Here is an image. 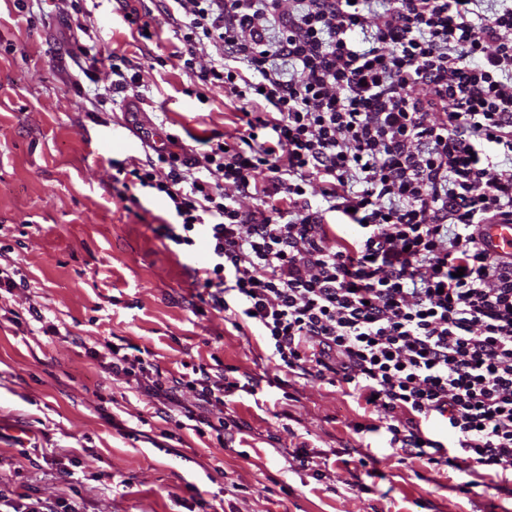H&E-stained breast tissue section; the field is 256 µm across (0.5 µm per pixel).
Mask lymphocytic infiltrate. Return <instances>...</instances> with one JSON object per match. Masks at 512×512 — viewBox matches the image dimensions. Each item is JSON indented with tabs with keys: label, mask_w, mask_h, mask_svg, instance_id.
Returning <instances> with one entry per match:
<instances>
[{
	"label": "lymphocytic infiltrate",
	"mask_w": 512,
	"mask_h": 512,
	"mask_svg": "<svg viewBox=\"0 0 512 512\" xmlns=\"http://www.w3.org/2000/svg\"><path fill=\"white\" fill-rule=\"evenodd\" d=\"M172 2L184 72L244 106L238 141L162 149L117 173L168 198L176 221L157 231L181 252L207 244L200 303L256 330L286 372L372 403L393 454L453 467L464 490L501 489L512 258L491 255L481 227L512 223V0L483 12L477 0H396L377 13L365 0ZM99 357L157 395L220 406L238 388L205 370L151 379L125 344ZM434 421L450 444L426 438Z\"/></svg>",
	"instance_id": "lymphocytic-infiltrate-1"
}]
</instances>
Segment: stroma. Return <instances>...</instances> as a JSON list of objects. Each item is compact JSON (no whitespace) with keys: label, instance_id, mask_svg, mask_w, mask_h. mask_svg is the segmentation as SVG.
<instances>
[{"label":"stroma","instance_id":"obj_1","mask_svg":"<svg viewBox=\"0 0 512 512\" xmlns=\"http://www.w3.org/2000/svg\"><path fill=\"white\" fill-rule=\"evenodd\" d=\"M127 4L149 38L116 0H0V267L21 282L0 294V481L84 512H193L199 500L205 512H512L511 494L463 492L455 469L390 454L372 408L285 374L259 336L196 311L189 271L206 248L175 255L155 232L174 219L168 199L117 192L113 177L170 134L187 148L234 142L240 104L182 71L164 0ZM80 23L98 58L89 69L76 56ZM115 55L139 72L140 97H113ZM32 306L58 335H41ZM108 342L149 349L166 380L188 364L260 380L257 394L202 410L243 425L242 441L178 428L191 396L174 403L113 376L88 355Z\"/></svg>","mask_w":512,"mask_h":512}]
</instances>
